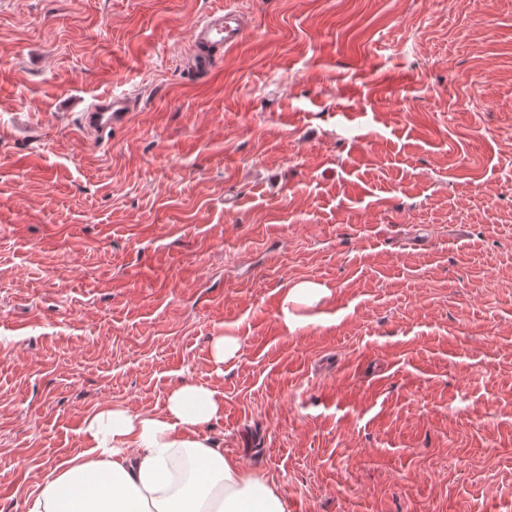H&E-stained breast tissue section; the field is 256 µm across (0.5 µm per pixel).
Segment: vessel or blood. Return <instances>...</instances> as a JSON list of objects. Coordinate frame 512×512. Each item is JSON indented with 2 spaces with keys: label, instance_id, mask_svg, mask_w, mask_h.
Returning <instances> with one entry per match:
<instances>
[{
  "label": "vessel or blood",
  "instance_id": "1",
  "mask_svg": "<svg viewBox=\"0 0 512 512\" xmlns=\"http://www.w3.org/2000/svg\"><path fill=\"white\" fill-rule=\"evenodd\" d=\"M249 30L248 20L235 9L209 11L194 26L187 70L193 78L209 74L218 51L238 46ZM136 109L129 94L107 93L94 98L77 117V134L87 141L125 125Z\"/></svg>",
  "mask_w": 512,
  "mask_h": 512
}]
</instances>
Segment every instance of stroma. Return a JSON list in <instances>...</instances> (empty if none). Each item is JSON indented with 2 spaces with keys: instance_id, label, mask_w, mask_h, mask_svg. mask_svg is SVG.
<instances>
[{
  "instance_id": "35a3bbf8",
  "label": "stroma",
  "mask_w": 512,
  "mask_h": 512,
  "mask_svg": "<svg viewBox=\"0 0 512 512\" xmlns=\"http://www.w3.org/2000/svg\"><path fill=\"white\" fill-rule=\"evenodd\" d=\"M223 2L0 0V512L182 382L286 512H512V0H238L189 80ZM249 27L248 20L232 8L206 13L193 29L187 63L190 75L198 79L209 74L216 64V52L241 44ZM135 109L136 100L129 94L99 95L78 113L77 135L85 141H95L125 125ZM330 295V290L322 283L313 279H301L284 289L281 302L282 322L290 332L301 325L300 318L290 312L292 305H313ZM241 353L242 346L234 336H215L212 340L211 358L217 366L239 357Z\"/></svg>"
}]
</instances>
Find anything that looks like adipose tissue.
Returning <instances> with one entry per match:
<instances>
[{"label": "adipose tissue", "instance_id": "1", "mask_svg": "<svg viewBox=\"0 0 512 512\" xmlns=\"http://www.w3.org/2000/svg\"><path fill=\"white\" fill-rule=\"evenodd\" d=\"M329 294L313 279L290 283L281 302L286 329L301 324L291 306ZM223 415V393L191 382L174 386L159 412L99 407L83 422L85 450L54 467L26 512H285L272 482L205 435Z\"/></svg>", "mask_w": 512, "mask_h": 512}]
</instances>
